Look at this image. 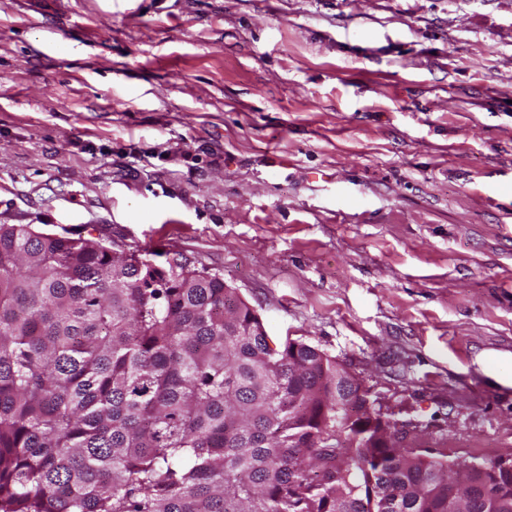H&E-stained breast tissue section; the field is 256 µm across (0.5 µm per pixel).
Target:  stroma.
<instances>
[{
	"label": "stroma",
	"mask_w": 512,
	"mask_h": 512,
	"mask_svg": "<svg viewBox=\"0 0 512 512\" xmlns=\"http://www.w3.org/2000/svg\"><path fill=\"white\" fill-rule=\"evenodd\" d=\"M0 224L183 255L512 454V0H0Z\"/></svg>",
	"instance_id": "obj_1"
}]
</instances>
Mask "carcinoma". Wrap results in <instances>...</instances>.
I'll return each mask as SVG.
<instances>
[{"label":"carcinoma","mask_w":512,"mask_h":512,"mask_svg":"<svg viewBox=\"0 0 512 512\" xmlns=\"http://www.w3.org/2000/svg\"><path fill=\"white\" fill-rule=\"evenodd\" d=\"M218 272L0 224V512H448V462L367 429L346 367L278 347Z\"/></svg>","instance_id":"cac0c4a2"}]
</instances>
